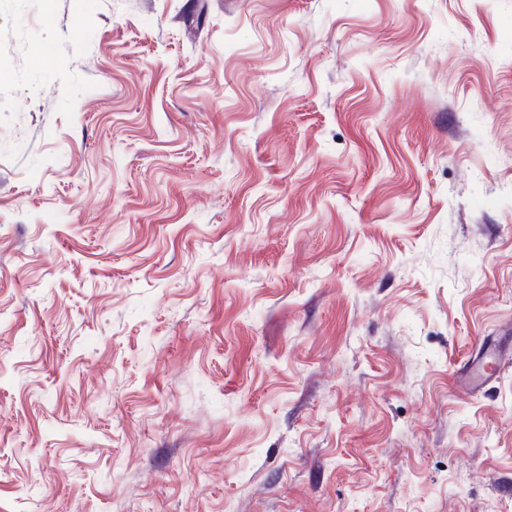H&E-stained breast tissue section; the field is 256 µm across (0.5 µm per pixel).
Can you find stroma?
Instances as JSON below:
<instances>
[{
  "label": "stroma",
  "mask_w": 512,
  "mask_h": 512,
  "mask_svg": "<svg viewBox=\"0 0 512 512\" xmlns=\"http://www.w3.org/2000/svg\"><path fill=\"white\" fill-rule=\"evenodd\" d=\"M509 328L512 0H0V512H512ZM498 360L495 353L489 352L487 349L477 356L469 368L466 377L467 384L471 386L482 385L496 375Z\"/></svg>",
  "instance_id": "stroma-1"
}]
</instances>
